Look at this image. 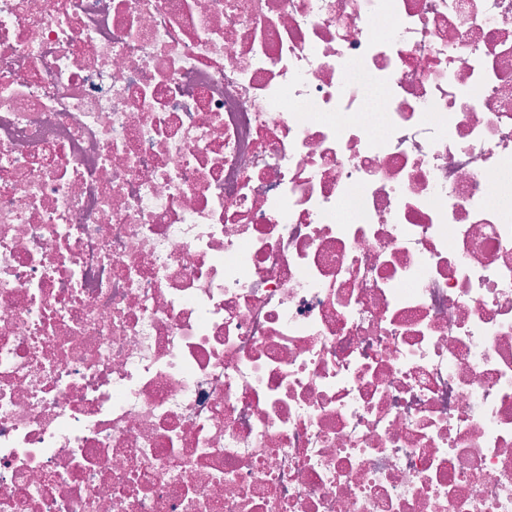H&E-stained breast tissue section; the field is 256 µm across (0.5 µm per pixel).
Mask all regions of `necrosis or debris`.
Returning <instances> with one entry per match:
<instances>
[{
  "mask_svg": "<svg viewBox=\"0 0 512 512\" xmlns=\"http://www.w3.org/2000/svg\"><path fill=\"white\" fill-rule=\"evenodd\" d=\"M0 512H512V0H0Z\"/></svg>",
  "mask_w": 512,
  "mask_h": 512,
  "instance_id": "4bbe7bcc",
  "label": "necrosis or debris"
}]
</instances>
